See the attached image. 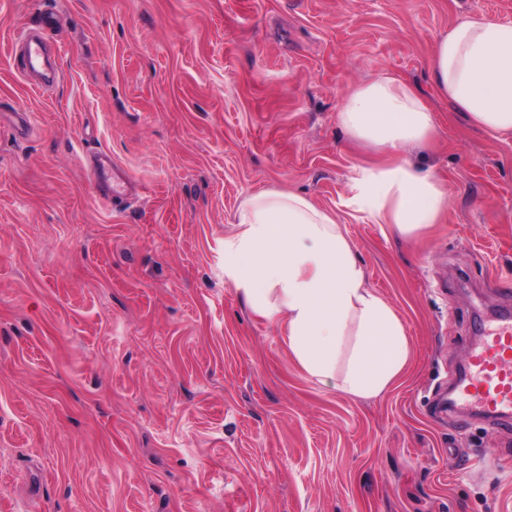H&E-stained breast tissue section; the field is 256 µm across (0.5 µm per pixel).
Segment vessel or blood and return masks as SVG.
I'll return each instance as SVG.
<instances>
[{
	"label": "vessel or blood",
	"mask_w": 512,
	"mask_h": 512,
	"mask_svg": "<svg viewBox=\"0 0 512 512\" xmlns=\"http://www.w3.org/2000/svg\"><path fill=\"white\" fill-rule=\"evenodd\" d=\"M17 66L33 90L52 86L61 77L55 49L44 31L20 30L14 42ZM91 179L105 199L119 198L128 185L110 153L95 152ZM466 408L493 425L512 424V311L503 310L493 323L480 324L479 334L463 358V369L447 400L436 412Z\"/></svg>",
	"instance_id": "b4317fda"
}]
</instances>
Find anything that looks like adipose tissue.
<instances>
[{
	"label": "adipose tissue",
	"instance_id": "obj_1",
	"mask_svg": "<svg viewBox=\"0 0 512 512\" xmlns=\"http://www.w3.org/2000/svg\"><path fill=\"white\" fill-rule=\"evenodd\" d=\"M431 80L471 124L512 134V24L464 20L436 44ZM341 128L388 160L357 166L342 205L409 237L437 223L446 184L404 158L428 141L433 113L409 85L371 78L345 98ZM224 274L260 315L283 319L288 345L307 375L351 397L382 394L403 372L405 325L366 284L345 229L307 197L266 190L249 197L224 242Z\"/></svg>",
	"mask_w": 512,
	"mask_h": 512
}]
</instances>
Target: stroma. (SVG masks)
I'll return each mask as SVG.
<instances>
[{"label": "stroma", "instance_id": "35a3bbf8", "mask_svg": "<svg viewBox=\"0 0 512 512\" xmlns=\"http://www.w3.org/2000/svg\"><path fill=\"white\" fill-rule=\"evenodd\" d=\"M512 0H0V512H512V426L436 421L476 313L512 301V135L451 111L438 38ZM51 26L61 81L12 60ZM435 120L407 148L446 182L416 238L341 201L383 162L338 122L370 77ZM104 150L138 184L97 194ZM343 224L409 355L382 394L312 380L283 321L224 276L252 194Z\"/></svg>", "mask_w": 512, "mask_h": 512}]
</instances>
